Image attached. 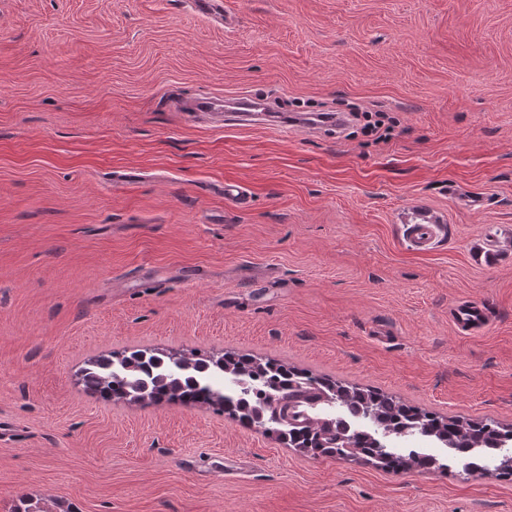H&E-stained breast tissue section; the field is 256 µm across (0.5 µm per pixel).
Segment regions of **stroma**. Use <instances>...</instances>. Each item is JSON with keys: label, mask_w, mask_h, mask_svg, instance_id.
<instances>
[{"label": "stroma", "mask_w": 512, "mask_h": 512, "mask_svg": "<svg viewBox=\"0 0 512 512\" xmlns=\"http://www.w3.org/2000/svg\"><path fill=\"white\" fill-rule=\"evenodd\" d=\"M224 2L230 26L191 0H0V512L22 494L78 512H512L492 474L315 458L78 384L113 351H233L512 423V0ZM261 95L378 103L399 126L376 145L173 109ZM426 211L443 229L418 252L406 227ZM470 300L488 321L463 334L450 310Z\"/></svg>", "instance_id": "1"}]
</instances>
